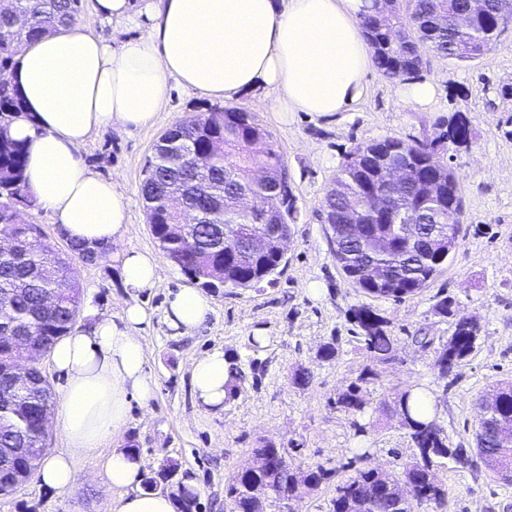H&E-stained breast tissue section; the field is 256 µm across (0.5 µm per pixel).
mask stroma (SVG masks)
<instances>
[{
    "label": "stroma",
    "mask_w": 512,
    "mask_h": 512,
    "mask_svg": "<svg viewBox=\"0 0 512 512\" xmlns=\"http://www.w3.org/2000/svg\"><path fill=\"white\" fill-rule=\"evenodd\" d=\"M75 23L85 32L122 42L145 35L152 22L131 25L103 20L95 0H82ZM418 81L436 86L424 107L402 99V81L369 70L367 92L354 108L331 116L305 112L280 121L255 94L238 104L255 114L279 144L288 165L299 220L285 244V260L274 283L211 294L214 312L197 333L172 335L162 321L168 292L190 280L158 247L140 194L143 167L159 135L190 112L224 109L225 104L191 90L174 88L153 122L137 130L106 128L82 149L86 167L114 180L123 191L130 222L117 244L93 264L80 265L83 288L80 325L118 312L136 300L153 314L143 333L148 364L158 380L149 406L131 401L129 418L103 448L73 459L75 481L59 492L30 480L0 496V512H117L118 493L98 480L113 449L132 445L144 471L166 461L178 464L177 481L192 479L195 512H233L226 494L230 477L254 462L265 443L285 449L293 466L319 465L330 479L301 498L267 496L265 512H332L336 488L356 470L381 468L400 474L419 461L409 430L394 411L408 388L430 393L434 420L449 447L467 451L465 461L437 457L433 470L446 490L442 500L416 512H512V486L503 485L475 450L479 398L512 383V23L496 47L465 63L424 52ZM456 113L471 122L468 145L442 155L461 177L464 211L453 259L428 288L400 301L369 299L337 266L320 214L323 198L346 151L372 139L430 141ZM150 253L162 270L159 287L123 288L118 252ZM450 298V314L437 303ZM371 304L392 338L389 359L374 358L356 337L351 308ZM480 326L473 352L449 376L435 365L438 351L458 320ZM333 357H325L324 348ZM221 350L241 371L223 410H206L193 394L194 363ZM309 374L307 385L296 373ZM359 386L364 410L340 407L338 397Z\"/></svg>",
    "instance_id": "35a3bbf8"
}]
</instances>
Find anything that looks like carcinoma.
<instances>
[{
    "mask_svg": "<svg viewBox=\"0 0 512 512\" xmlns=\"http://www.w3.org/2000/svg\"><path fill=\"white\" fill-rule=\"evenodd\" d=\"M81 0H13L0 10V73L15 65L16 38L30 44L70 26ZM512 22L507 0H370L359 25L378 73L389 80H408L420 71L424 46L442 57L467 62L491 51L501 28ZM21 111V99L7 80H0V232L13 240L0 248V336L13 331L29 336L45 351L67 335L81 313L82 288L76 263L100 258L90 248L69 244L62 254L43 239L37 224L19 222L16 204L33 203L24 178V147L11 140L5 129ZM448 143H468L471 129L463 117L448 120ZM199 153L211 157L198 169L184 162L171 165L169 154ZM441 144L409 143L386 137L356 145L346 153L324 198L326 222L336 225L331 235L333 258L342 272L364 294L397 300L414 296L443 270L455 253L458 225L448 223V207L463 209L460 176L440 160ZM405 170L403 183L385 195L381 207L373 205L383 189L387 165ZM288 166L270 132L244 108L191 113L176 121L154 143L148 156L140 193L153 220L158 247L180 271L202 288L224 283L228 289L252 288L271 280L283 261L270 250L252 252V241L277 228L291 233L297 209L291 191L283 189ZM178 193L194 212V223L178 235L166 225L181 223L173 194ZM415 223L418 237L432 240L419 249L406 244L402 220ZM236 243L224 249V233ZM354 324L366 349L379 360L393 350L383 318L369 305L352 311ZM478 327L457 323L438 353L436 365L446 374L474 349ZM27 361L17 348L0 341V474L17 470L27 459L43 458V443L56 408L50 383L37 365H30L26 383L12 387L9 371ZM483 404L476 433L480 456L505 485H512V387L491 393ZM347 410L360 411L364 401L354 386L338 399ZM395 408L411 431L422 462L414 463L400 477L373 468L361 469L337 489L333 512H415L414 504L439 500L444 490L432 470L430 455L459 456L450 450L442 430L432 420L414 417L413 390L397 396ZM267 460L256 472L238 473L227 494L237 512H253L249 496L254 483L279 499L308 494L322 482L321 466L301 469L288 463L285 451L272 443L255 449ZM177 468L169 462L144 475V489ZM408 482L412 498L400 495Z\"/></svg>",
    "mask_w": 512,
    "mask_h": 512,
    "instance_id": "cac0c4a2",
    "label": "carcinoma"
}]
</instances>
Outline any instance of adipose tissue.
Masks as SVG:
<instances>
[{
	"label": "adipose tissue",
	"mask_w": 512,
	"mask_h": 512,
	"mask_svg": "<svg viewBox=\"0 0 512 512\" xmlns=\"http://www.w3.org/2000/svg\"><path fill=\"white\" fill-rule=\"evenodd\" d=\"M364 0H96L117 24L152 19L146 36L120 43L76 27L21 46L8 80L23 102L9 136L26 147L24 175L62 234L93 245L117 242L129 221L123 192L92 173L81 150L96 131L149 125L173 86L233 102L260 92L272 111L325 116L357 105L366 93L370 48L357 24ZM126 288L156 287L161 271L148 253L119 257ZM212 312L199 289L171 292L164 321L177 336L198 331ZM151 313L123 302L112 317L73 328L51 351L65 378L60 429L67 452L41 459L40 483L63 491L74 480L73 454L100 448L125 424L131 400L149 406L157 379L142 332ZM230 363L217 350L192 371L198 403L220 410L230 392ZM142 463L113 449L101 482L119 492L118 512H176L175 495L139 487Z\"/></svg>",
	"instance_id": "adipose-tissue-1"
}]
</instances>
